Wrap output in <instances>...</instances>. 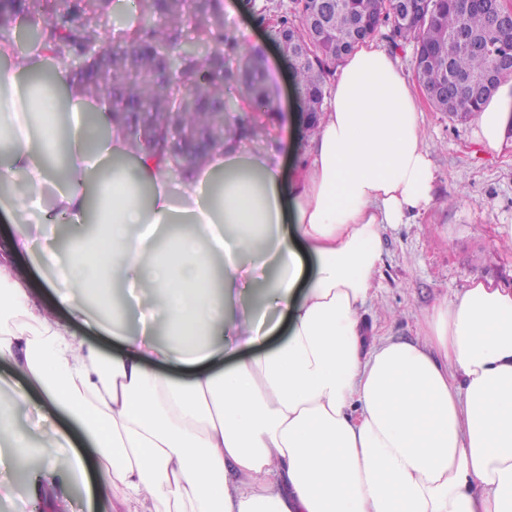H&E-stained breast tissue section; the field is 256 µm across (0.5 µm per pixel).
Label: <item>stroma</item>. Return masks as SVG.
I'll use <instances>...</instances> for the list:
<instances>
[{
  "label": "stroma",
  "instance_id": "stroma-1",
  "mask_svg": "<svg viewBox=\"0 0 512 512\" xmlns=\"http://www.w3.org/2000/svg\"><path fill=\"white\" fill-rule=\"evenodd\" d=\"M235 3V10L224 14V27L259 58L275 106L288 111L294 100L288 62L254 12L279 14L292 4L256 0L250 10L244 0ZM417 103L433 153L435 202L414 223L384 230V262L376 277L380 293L365 315L379 335L402 339L421 335L434 307L453 299L472 280L512 287V247L497 241L498 227L512 225V139L500 151H481L472 123L449 120L425 96H418ZM458 195L464 203H455ZM9 456V451L0 452V486L10 489L0 496V512H35L26 481Z\"/></svg>",
  "mask_w": 512,
  "mask_h": 512
}]
</instances>
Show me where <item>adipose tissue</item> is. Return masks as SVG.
I'll return each mask as SVG.
<instances>
[{
	"mask_svg": "<svg viewBox=\"0 0 512 512\" xmlns=\"http://www.w3.org/2000/svg\"><path fill=\"white\" fill-rule=\"evenodd\" d=\"M44 65L0 39V213L18 227L0 247V442L24 465L16 413L39 398L60 417L42 443L71 449L70 469L29 479L46 512L75 483L117 488L111 512H512V288L472 281L418 340L364 341L382 231L434 201L414 91L386 49L347 59L315 130L294 100L272 148L211 151L177 180L65 60L47 83ZM474 124L499 151L512 82ZM64 223L78 230L62 245ZM23 253L69 319L18 275ZM282 318L285 342L212 371Z\"/></svg>",
	"mask_w": 512,
	"mask_h": 512,
	"instance_id": "1",
	"label": "adipose tissue"
}]
</instances>
